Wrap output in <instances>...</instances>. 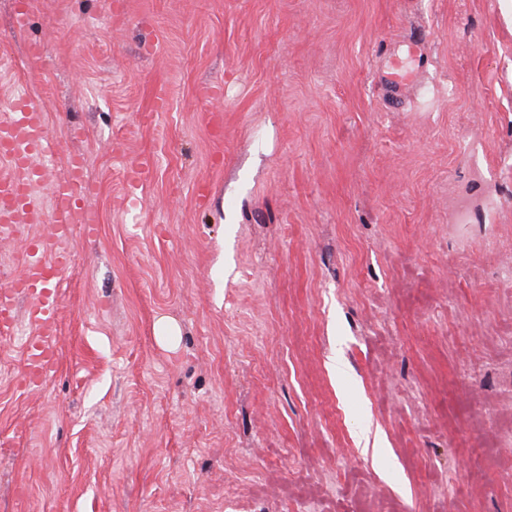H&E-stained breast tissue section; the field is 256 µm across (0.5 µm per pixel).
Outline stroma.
<instances>
[{
  "mask_svg": "<svg viewBox=\"0 0 512 512\" xmlns=\"http://www.w3.org/2000/svg\"><path fill=\"white\" fill-rule=\"evenodd\" d=\"M15 6L0 102L85 182L0 512H512V0Z\"/></svg>",
  "mask_w": 512,
  "mask_h": 512,
  "instance_id": "stroma-1",
  "label": "stroma"
}]
</instances>
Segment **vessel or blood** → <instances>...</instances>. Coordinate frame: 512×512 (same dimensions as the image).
Listing matches in <instances>:
<instances>
[{"label": "vessel or blood", "mask_w": 512, "mask_h": 512, "mask_svg": "<svg viewBox=\"0 0 512 512\" xmlns=\"http://www.w3.org/2000/svg\"><path fill=\"white\" fill-rule=\"evenodd\" d=\"M47 107L30 97L0 116V162L11 172L0 176V232L15 231L31 224H51L53 237L32 243V253L23 275L0 290V323L10 324L18 298L28 302L27 314L38 328L40 338L29 354L25 387L45 380L55 360L53 338L58 319L57 283L70 265L67 252L55 250L57 241L69 239L74 231L80 206L84 161L79 156L69 160L68 178L51 183L50 200L42 202L34 189L41 180L39 160L52 157L57 146L46 119Z\"/></svg>", "instance_id": "1"}]
</instances>
